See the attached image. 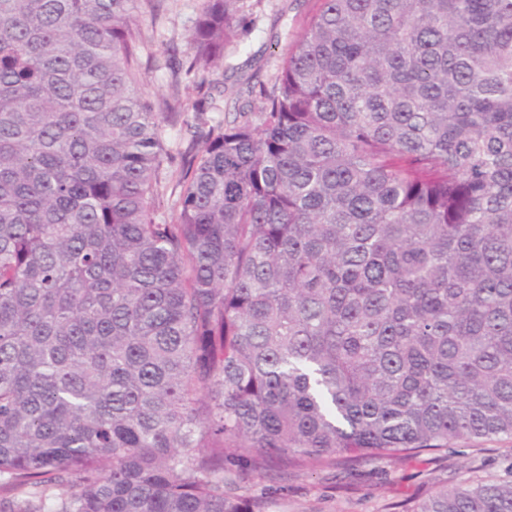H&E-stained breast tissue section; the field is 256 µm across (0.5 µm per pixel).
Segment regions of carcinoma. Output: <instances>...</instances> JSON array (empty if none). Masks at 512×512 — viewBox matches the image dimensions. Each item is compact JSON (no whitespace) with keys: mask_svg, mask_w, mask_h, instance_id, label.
I'll return each mask as SVG.
<instances>
[{"mask_svg":"<svg viewBox=\"0 0 512 512\" xmlns=\"http://www.w3.org/2000/svg\"><path fill=\"white\" fill-rule=\"evenodd\" d=\"M154 2L0 0V512H266L229 460L512 437V0H318L168 223ZM238 2L200 0L186 74ZM391 510L512 512V480Z\"/></svg>","mask_w":512,"mask_h":512,"instance_id":"carcinoma-1","label":"carcinoma"}]
</instances>
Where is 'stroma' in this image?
Listing matches in <instances>:
<instances>
[{"instance_id":"obj_1","label":"stroma","mask_w":512,"mask_h":512,"mask_svg":"<svg viewBox=\"0 0 512 512\" xmlns=\"http://www.w3.org/2000/svg\"><path fill=\"white\" fill-rule=\"evenodd\" d=\"M198 4L159 0L142 23L143 58L150 64L146 93L179 100L184 109L182 121L164 129V144L174 155L188 146L198 121L216 125L225 113L260 110V92L271 89L290 36L301 32L315 0H240L238 36L224 53L223 67L210 73L218 88L207 97L198 91L197 77L182 72ZM231 476L239 494L267 495V512H386L388 503L420 498L432 486L512 477V438L458 440L437 457L366 461L351 470L326 469L286 482L257 478L244 464L232 465Z\"/></svg>"}]
</instances>
